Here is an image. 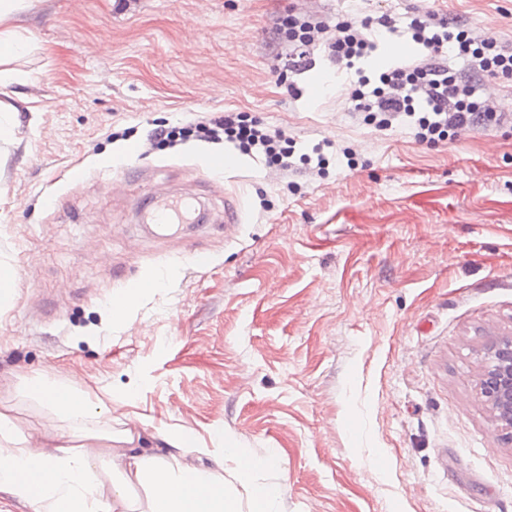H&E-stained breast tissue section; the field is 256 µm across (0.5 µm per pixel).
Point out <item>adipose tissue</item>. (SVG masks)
<instances>
[{
    "label": "adipose tissue",
    "mask_w": 512,
    "mask_h": 512,
    "mask_svg": "<svg viewBox=\"0 0 512 512\" xmlns=\"http://www.w3.org/2000/svg\"><path fill=\"white\" fill-rule=\"evenodd\" d=\"M30 7L29 0H0V93L28 79L17 63L35 46L17 20ZM24 393L48 403L55 424L23 428L0 413V486L32 512H128V491L137 486L147 493L145 512H273L280 497L278 487L252 484L266 462L239 449L212 452L213 467L204 471L184 459L135 451L137 434L113 430L109 410L66 383L34 378ZM62 422L72 433L59 430ZM229 465L247 485V500L217 477Z\"/></svg>",
    "instance_id": "ef3b65f1"
}]
</instances>
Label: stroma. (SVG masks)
Here are the masks:
<instances>
[{"mask_svg":"<svg viewBox=\"0 0 512 512\" xmlns=\"http://www.w3.org/2000/svg\"><path fill=\"white\" fill-rule=\"evenodd\" d=\"M415 7L512 42V0H35L25 109L0 141V407L43 420L21 390L41 374L101 399L142 451L177 427L231 440L268 459L253 480L280 486L278 512H512V429L479 395L488 346L512 337V123L427 144L364 121L349 83L418 56L401 32L351 68L318 39L282 71L288 16ZM227 111L325 167L151 137ZM218 150L237 163L221 178ZM150 195L202 223L146 222ZM160 272L112 323V295Z\"/></svg>","mask_w":512,"mask_h":512,"instance_id":"1","label":"stroma"}]
</instances>
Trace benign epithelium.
<instances>
[{"label": "benign epithelium", "instance_id": "1", "mask_svg": "<svg viewBox=\"0 0 512 512\" xmlns=\"http://www.w3.org/2000/svg\"><path fill=\"white\" fill-rule=\"evenodd\" d=\"M481 395L496 421L512 428V338L495 343L481 379Z\"/></svg>", "mask_w": 512, "mask_h": 512}]
</instances>
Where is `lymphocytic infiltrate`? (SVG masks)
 <instances>
[{"label":"lymphocytic infiltrate","mask_w":512,"mask_h":512,"mask_svg":"<svg viewBox=\"0 0 512 512\" xmlns=\"http://www.w3.org/2000/svg\"><path fill=\"white\" fill-rule=\"evenodd\" d=\"M394 28L395 19L384 14L332 24L289 21L286 35L293 48V66L304 63L313 34L324 35L332 57L352 60L373 48L366 32L372 25ZM402 25L412 40L423 46L424 57L415 64L398 66L383 72L379 84L371 90L355 86L350 99L355 111L366 113L369 121L387 127L400 121L411 124L419 142L435 143L486 125L502 123L503 117L481 109L475 101L477 76L489 73L512 77V42L487 36L483 31L466 28L452 31L447 15L429 8L406 16ZM457 42L459 51L469 59L465 69L453 72L448 67L445 49ZM155 139L174 143L191 137L208 142H228L245 153L264 154L269 163L289 167L293 154L282 132L270 131L259 118L243 112H227L184 126L156 129Z\"/></svg>","instance_id":"obj_1"}]
</instances>
